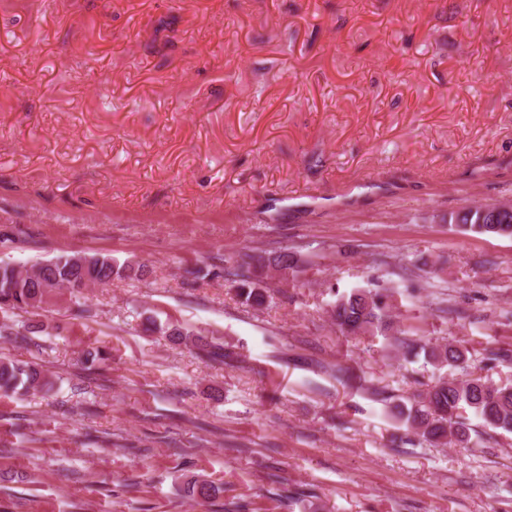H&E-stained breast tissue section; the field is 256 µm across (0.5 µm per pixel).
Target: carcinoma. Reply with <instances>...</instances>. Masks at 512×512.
<instances>
[{
    "label": "carcinoma",
    "instance_id": "obj_1",
    "mask_svg": "<svg viewBox=\"0 0 512 512\" xmlns=\"http://www.w3.org/2000/svg\"><path fill=\"white\" fill-rule=\"evenodd\" d=\"M493 209L481 205L467 206L448 217V222L460 229L478 234L494 233L487 220ZM302 260L296 253L284 249L269 254H243L236 264L224 269V274L235 278L238 296L247 303L261 305L263 294L253 284L274 272L282 279L294 273ZM146 266L132 261L119 263L107 254L61 255L53 260L36 263L23 272L8 263H0V309H39L49 293L57 290L81 289L92 283L111 284L114 278L141 279ZM390 295L379 289L355 290L336 301L332 319L338 329L348 335L374 336L390 328L392 323ZM166 333L175 341L191 345L197 354L210 362L226 363L230 353L224 344L177 326H169ZM424 352L425 359L436 367L468 368V350L453 343L410 345L407 355L416 357ZM52 382L31 362L0 359V395L27 393L49 388ZM391 415L405 434L419 437L436 446L456 445L470 447V417L480 419L484 426L512 434V385L496 384L472 373L463 378H441L429 389L408 398H390ZM224 488L213 483L190 480L185 493L193 499L209 502L220 496Z\"/></svg>",
    "mask_w": 512,
    "mask_h": 512
}]
</instances>
